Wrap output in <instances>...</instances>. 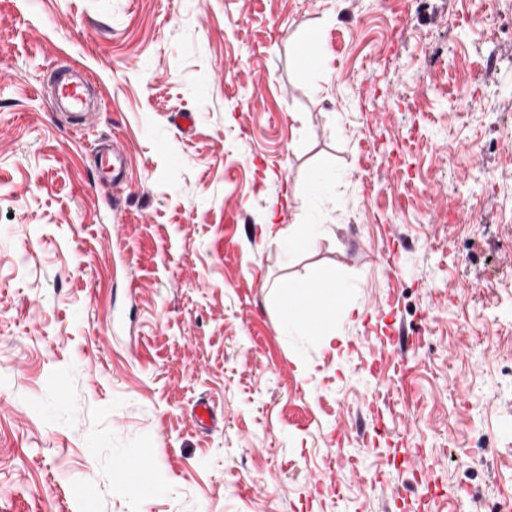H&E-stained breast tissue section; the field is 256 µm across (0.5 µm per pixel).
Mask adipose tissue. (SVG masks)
Listing matches in <instances>:
<instances>
[{"mask_svg":"<svg viewBox=\"0 0 512 512\" xmlns=\"http://www.w3.org/2000/svg\"><path fill=\"white\" fill-rule=\"evenodd\" d=\"M341 306L347 314L356 312L355 307L346 303L344 285L329 279L318 267L310 268L305 279L279 300L281 319L288 327L309 330L328 347L337 339L336 310Z\"/></svg>","mask_w":512,"mask_h":512,"instance_id":"1","label":"adipose tissue"}]
</instances>
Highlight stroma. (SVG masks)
<instances>
[{
    "instance_id": "obj_1",
    "label": "stroma",
    "mask_w": 512,
    "mask_h": 512,
    "mask_svg": "<svg viewBox=\"0 0 512 512\" xmlns=\"http://www.w3.org/2000/svg\"><path fill=\"white\" fill-rule=\"evenodd\" d=\"M483 9L0 0V512H415L434 485L430 512L460 491L464 512H496L512 0L495 36L470 23ZM303 31L329 49L317 81ZM61 66L102 102L80 133L47 94ZM464 88L482 109L455 110ZM112 143L132 159L121 193L90 150ZM478 168L497 188L459 205L450 183ZM326 169L342 182L312 194ZM271 211L315 225L310 246L268 240ZM312 265L362 309L337 313L333 349L279 314Z\"/></svg>"
}]
</instances>
